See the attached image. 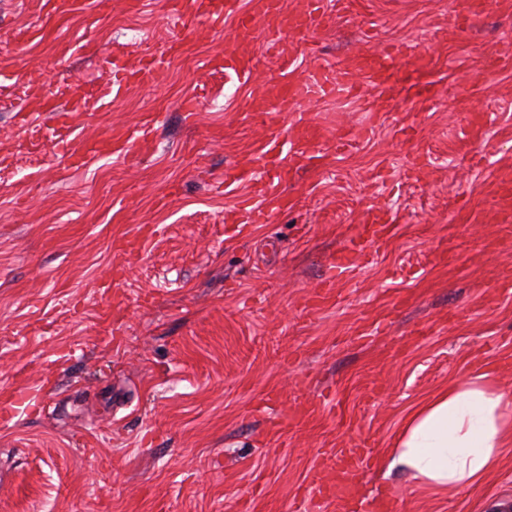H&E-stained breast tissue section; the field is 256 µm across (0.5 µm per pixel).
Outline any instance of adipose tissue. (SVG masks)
Returning a JSON list of instances; mask_svg holds the SVG:
<instances>
[{
    "label": "adipose tissue",
    "instance_id": "ef3b65f1",
    "mask_svg": "<svg viewBox=\"0 0 512 512\" xmlns=\"http://www.w3.org/2000/svg\"><path fill=\"white\" fill-rule=\"evenodd\" d=\"M512 447V392L479 370L416 406L403 420L389 468L436 492L480 483Z\"/></svg>",
    "mask_w": 512,
    "mask_h": 512
}]
</instances>
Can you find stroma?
<instances>
[{
    "label": "stroma",
    "instance_id": "35a3bbf8",
    "mask_svg": "<svg viewBox=\"0 0 512 512\" xmlns=\"http://www.w3.org/2000/svg\"><path fill=\"white\" fill-rule=\"evenodd\" d=\"M170 5L110 0L29 44L17 34L34 0H0V68L12 73L0 86V389L30 397L0 425V512H308L321 452L366 438L376 458L359 491L393 495L397 512L512 506V447L482 483L442 494L383 464L419 402L512 361V287L499 281L512 223L498 221L497 191L512 177V0L464 28L459 0H360L309 41L285 36L298 77L390 44L429 51L442 62L439 99L386 102L366 84L302 103L324 150L282 184L288 212L237 233L225 220L250 186L218 180L241 157L264 160L267 133L243 111L275 69L268 26L243 47L255 62L243 77L216 63L234 19L216 33L175 29ZM176 39L190 48L152 88L117 87L110 52L132 67ZM494 50L510 61L487 68ZM76 83L90 99L68 143L151 117L149 142L68 168L39 104ZM22 99L28 130L15 120ZM478 112L485 136L461 152ZM372 209L396 216L393 234L307 312ZM143 224L162 232L127 256L120 244ZM272 391L279 407L265 403ZM84 432L95 453L80 447Z\"/></svg>",
    "mask_w": 512,
    "mask_h": 512
}]
</instances>
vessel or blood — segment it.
<instances>
[{
	"mask_svg": "<svg viewBox=\"0 0 512 512\" xmlns=\"http://www.w3.org/2000/svg\"><path fill=\"white\" fill-rule=\"evenodd\" d=\"M105 6L106 0H43L39 14L61 21L74 13L100 10ZM350 7L349 0H338L332 10L326 7L325 0H309L306 9L290 12L285 9L284 0H173L171 15L184 28L219 30L223 28L226 17H235L233 36L224 44L221 63L225 69L244 76L251 75L253 66L250 59L241 55L240 45L254 39L259 23L269 19L277 22L276 27L268 32V50L276 63V72L270 77L272 89L253 99L248 108L250 116L261 117L271 131L264 146L266 163L258 170L252 158L244 157L224 169L225 183L246 179L252 184L258 203L246 210V223L264 224L269 222L273 213L287 210L288 198L277 192L275 185L287 180L288 161L311 157L319 146V132L302 118L296 119V133L292 138L280 139L276 132L282 115L293 111L299 101L318 95H353L357 91V79L361 76L367 79L380 98H403L426 105L436 101L433 65L406 68L404 58L407 50L401 46H387L373 54L357 57L352 65L337 71L319 67L302 79L287 77L288 59L280 51L283 37L290 33L312 35L331 22L334 10ZM187 48L185 42L173 43L169 56L141 63L129 72L128 81L142 86L154 84L158 73L169 66L171 57ZM150 132V125L144 123L129 128L121 138L89 140L78 148H65L64 154L70 167L83 168L101 154L130 151L133 146L144 143ZM392 223V218L377 214L364 219L357 237L332 256L328 275L308 299L309 308H318L332 298L337 276L349 269L353 258L368 256L371 245L387 238ZM372 455L373 448L366 442L358 448L337 451L330 455L329 460L342 482L348 485L356 483L362 472L368 469ZM344 502L348 512H396L395 502L388 496L355 495L345 497Z\"/></svg>",
	"mask_w": 512,
	"mask_h": 512,
	"instance_id": "obj_1",
	"label": "vessel or blood"
}]
</instances>
